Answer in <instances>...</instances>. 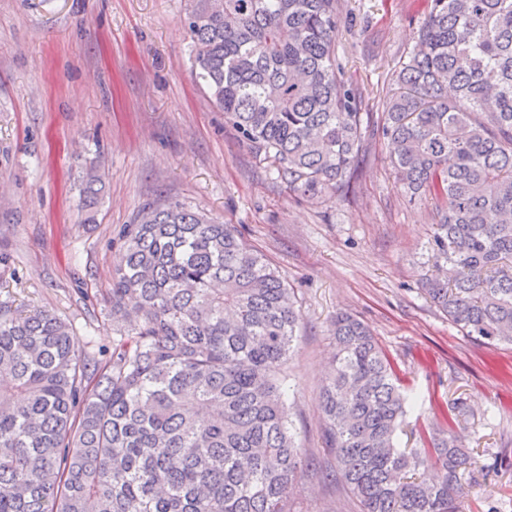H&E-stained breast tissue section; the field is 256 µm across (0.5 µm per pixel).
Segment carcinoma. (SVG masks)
<instances>
[{
  "label": "carcinoma",
  "instance_id": "1",
  "mask_svg": "<svg viewBox=\"0 0 512 512\" xmlns=\"http://www.w3.org/2000/svg\"><path fill=\"white\" fill-rule=\"evenodd\" d=\"M338 0H188L197 76L240 138L303 196L349 189L365 137L336 65ZM409 200L442 202L423 292L465 335L512 344V0H431L381 116ZM101 176L82 188L95 223ZM104 361L72 324L0 302V512H293L306 469L284 367L300 314L232 224L159 205L112 240ZM321 407L362 512H459L474 461L448 434L400 448L394 365L350 314L330 326ZM436 470L429 482L416 470Z\"/></svg>",
  "mask_w": 512,
  "mask_h": 512
}]
</instances>
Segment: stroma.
Listing matches in <instances>:
<instances>
[{"mask_svg":"<svg viewBox=\"0 0 512 512\" xmlns=\"http://www.w3.org/2000/svg\"><path fill=\"white\" fill-rule=\"evenodd\" d=\"M429 0H339V72L380 120L392 75ZM184 0H0V300L56 313L78 352L108 353L120 318L103 297L109 241L145 207L185 203L234 225L293 288L301 317L286 366L296 442L329 460L320 393L331 320L372 329L406 397L401 447H420L460 403L475 464L462 512H512V345L464 336L420 291L432 268L435 203L409 202L392 147L365 133L347 193L307 198L243 143L192 72ZM105 176L95 223L79 189ZM295 512H359L305 474Z\"/></svg>","mask_w":512,"mask_h":512,"instance_id":"obj_1","label":"stroma"}]
</instances>
